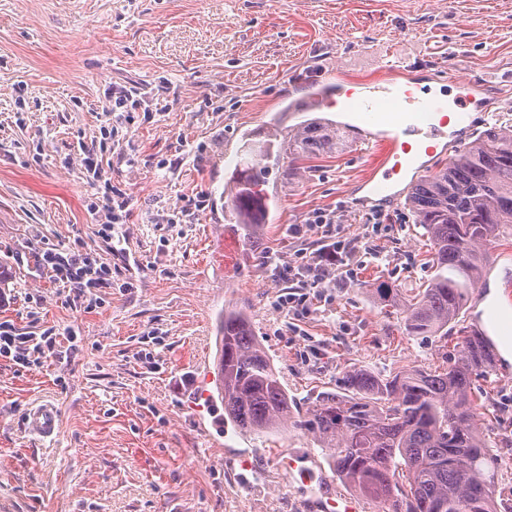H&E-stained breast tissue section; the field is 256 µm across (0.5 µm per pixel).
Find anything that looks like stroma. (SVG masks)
<instances>
[{
    "label": "stroma",
    "mask_w": 512,
    "mask_h": 512,
    "mask_svg": "<svg viewBox=\"0 0 512 512\" xmlns=\"http://www.w3.org/2000/svg\"><path fill=\"white\" fill-rule=\"evenodd\" d=\"M397 61L405 86L447 85L452 67L492 83L489 123L512 125V0H0V322L77 334L27 367L0 357V512H313L283 464L292 455L313 456L347 492L310 434L225 419L207 377L217 317L247 312L303 411L353 368L435 369L455 337L407 335L403 313L432 276L430 242L406 202L352 204L370 156L351 141L314 171H270L253 253L226 203L244 143L305 120L290 106L323 94L327 72L363 90ZM129 84L154 107L131 127L103 114ZM76 141L131 199L120 252L89 214ZM319 211L335 215L349 268L291 314L262 258L291 262L310 239L289 225ZM37 244L96 253L111 287L97 304L64 303ZM481 388L497 494L512 501V364L498 361ZM43 401L59 409V434L36 441L24 418Z\"/></svg>",
    "instance_id": "stroma-1"
}]
</instances>
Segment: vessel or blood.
I'll list each match as a JSON object with an SVG mask.
<instances>
[{"mask_svg":"<svg viewBox=\"0 0 512 512\" xmlns=\"http://www.w3.org/2000/svg\"><path fill=\"white\" fill-rule=\"evenodd\" d=\"M448 82L458 90L450 100L428 89L399 91L392 76L349 96L347 107L358 119L353 131L355 139L362 144L374 145L377 150L374 163L360 180L372 197L387 203L397 200L394 188L411 161L413 144H425L430 155L446 138L450 139L452 147H463L468 140V131L474 127L473 108L490 112L498 103L494 96L475 99L473 94L467 93L466 83L456 74H449ZM379 126L394 129V136L372 140L368 131ZM25 424L33 436L51 437L59 431V410L49 402L34 406L26 414ZM320 512H362V507L355 498L330 492L321 504Z\"/></svg>","mask_w":512,"mask_h":512,"instance_id":"1","label":"vessel or blood"}]
</instances>
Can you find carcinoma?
<instances>
[{
	"mask_svg": "<svg viewBox=\"0 0 512 512\" xmlns=\"http://www.w3.org/2000/svg\"><path fill=\"white\" fill-rule=\"evenodd\" d=\"M343 131L304 123L275 146L250 149L235 168L231 210L253 246L269 210L262 186L270 165L305 173L336 153ZM408 206L431 243L433 276L405 309L411 336L456 333L455 355L434 371L377 377L346 372V392L327 393L304 413L294 402L243 311L219 316V395L224 414L245 432H265L294 420L326 451L349 487L384 501V512H512L497 501L494 457L480 432L478 378L495 368L483 337L458 327L469 291L482 278L487 246L512 230V126L491 127L448 164L417 181Z\"/></svg>",
	"mask_w": 512,
	"mask_h": 512,
	"instance_id": "1",
	"label": "carcinoma"
}]
</instances>
